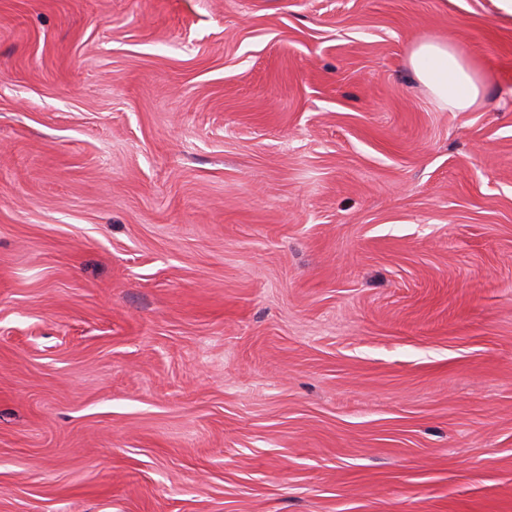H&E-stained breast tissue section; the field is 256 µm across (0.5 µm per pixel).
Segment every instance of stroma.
Masks as SVG:
<instances>
[{"label": "stroma", "instance_id": "obj_1", "mask_svg": "<svg viewBox=\"0 0 512 512\" xmlns=\"http://www.w3.org/2000/svg\"><path fill=\"white\" fill-rule=\"evenodd\" d=\"M0 512H512V17L0 0ZM410 67L415 78L443 107L456 111L470 109L481 93V79L464 52L437 39L418 42Z\"/></svg>", "mask_w": 512, "mask_h": 512}]
</instances>
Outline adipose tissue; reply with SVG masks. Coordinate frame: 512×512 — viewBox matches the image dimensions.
Instances as JSON below:
<instances>
[{
    "instance_id": "1",
    "label": "adipose tissue",
    "mask_w": 512,
    "mask_h": 512,
    "mask_svg": "<svg viewBox=\"0 0 512 512\" xmlns=\"http://www.w3.org/2000/svg\"><path fill=\"white\" fill-rule=\"evenodd\" d=\"M410 67L415 78L443 107L457 111L470 109L481 93V79L464 52L437 39L418 42Z\"/></svg>"
}]
</instances>
